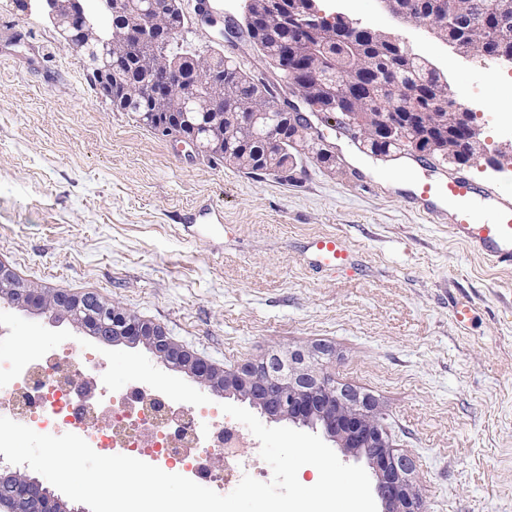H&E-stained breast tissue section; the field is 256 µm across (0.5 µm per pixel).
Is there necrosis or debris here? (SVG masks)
I'll use <instances>...</instances> for the list:
<instances>
[{
	"mask_svg": "<svg viewBox=\"0 0 512 512\" xmlns=\"http://www.w3.org/2000/svg\"><path fill=\"white\" fill-rule=\"evenodd\" d=\"M100 359L89 346L77 356L67 346L25 362L0 359V416L54 436L73 433L94 451L143 456L184 474L223 450V470L208 474L220 490L244 474L271 478L259 442L220 406L194 403L176 411L146 383L103 385ZM247 445L251 454H242Z\"/></svg>",
	"mask_w": 512,
	"mask_h": 512,
	"instance_id": "4bbe7bcc",
	"label": "necrosis or debris"
}]
</instances>
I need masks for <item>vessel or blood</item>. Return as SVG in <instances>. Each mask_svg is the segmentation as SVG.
<instances>
[{"instance_id":"obj_1","label":"vessel or blood","mask_w":512,"mask_h":512,"mask_svg":"<svg viewBox=\"0 0 512 512\" xmlns=\"http://www.w3.org/2000/svg\"><path fill=\"white\" fill-rule=\"evenodd\" d=\"M448 205V223L458 239L481 250L496 266L512 267V200L503 199L491 208L479 203L474 181L464 173L423 182L414 203L432 207L435 200ZM315 265L325 271L346 268L349 251L336 236H324L312 243Z\"/></svg>"}]
</instances>
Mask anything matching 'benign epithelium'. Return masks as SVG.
<instances>
[{
  "mask_svg": "<svg viewBox=\"0 0 512 512\" xmlns=\"http://www.w3.org/2000/svg\"><path fill=\"white\" fill-rule=\"evenodd\" d=\"M63 46L80 54L101 80L100 92L112 108L127 111L135 106L139 120L195 152L224 157L238 168L279 173L277 165L293 153L314 154L330 165L334 158L322 134L310 119L272 102L257 85L245 91L226 83L212 51L179 55L170 46L181 35L185 16L178 0H44ZM247 26H234L235 34L253 32L263 37L275 67L292 77V92L311 107L324 111L322 101L336 104L337 74L324 58L307 59L305 47L319 34H351L362 42H393L395 37L364 28L338 14L329 20L316 0H245ZM394 15L423 25L450 43L457 54L468 57L460 33L478 32L487 43L486 56L512 60V45L487 37L489 24L512 22V0H483L479 8H463L459 0H385ZM134 57L138 76L119 60ZM421 78L406 82L390 69L360 68L357 98L349 102L358 111L347 122L360 127L362 145L371 148L398 134L403 145L418 152L440 153L457 164H468L485 155L477 113L460 105L446 112H425L416 105L421 89L432 86L433 68L422 58ZM392 90L390 104L382 108L372 88ZM258 142L262 153L248 145ZM9 274L0 269V298L35 313L50 311L72 316L85 332L112 341L143 343L165 365L187 370L198 381L224 384V395L249 401L268 419H287L321 431L354 458L367 460L376 477L375 491L385 512H423L411 480L410 460L395 453L378 413V404L367 394L337 388L332 377L309 367L312 355L295 351L247 362L220 374L216 367L174 345L157 326L113 306L85 296H47L37 290L12 288ZM0 491V512H63L52 508L39 485L9 481Z\"/></svg>",
  "mask_w": 512,
  "mask_h": 512,
  "instance_id": "obj_1",
  "label": "benign epithelium"
}]
</instances>
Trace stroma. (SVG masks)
I'll return each mask as SVG.
<instances>
[{"mask_svg":"<svg viewBox=\"0 0 512 512\" xmlns=\"http://www.w3.org/2000/svg\"><path fill=\"white\" fill-rule=\"evenodd\" d=\"M180 0L182 46L222 48L269 97L306 111L250 42L227 32L242 0ZM326 17L395 36L444 72L478 114L488 153L512 143V72L453 55L381 0H319ZM453 68H446V60ZM335 156L298 154L253 174L194 154L113 110L86 60L62 45L44 0H0V265L25 287L94 294L161 327L220 369L294 350L374 396L395 448L413 461L423 512H512V268L495 267L447 225L410 207L401 170L457 172L413 151L376 156L339 123L313 117ZM335 235L354 268L315 273L314 239ZM470 319L458 323L454 307ZM0 358L74 345L68 321L0 302ZM145 345L115 343L107 379L144 376ZM157 386L182 402H224L221 388L166 370Z\"/></svg>","mask_w":512,"mask_h":512,"instance_id":"1","label":"stroma"}]
</instances>
